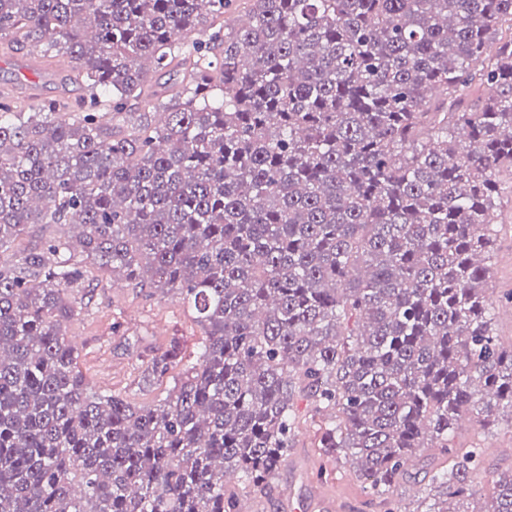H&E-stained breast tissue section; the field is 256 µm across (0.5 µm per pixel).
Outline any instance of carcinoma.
I'll return each instance as SVG.
<instances>
[{
  "label": "carcinoma",
  "instance_id": "cac0c4a2",
  "mask_svg": "<svg viewBox=\"0 0 512 512\" xmlns=\"http://www.w3.org/2000/svg\"><path fill=\"white\" fill-rule=\"evenodd\" d=\"M202 1L208 39L179 40ZM231 2L0 0L3 49L91 91L0 102V255L32 224L81 228L86 254L54 235L0 262V512H239L224 472L278 471L300 399L372 496L438 448L423 512H471L482 449L449 442L512 412L481 263L512 172V0H252L229 29ZM134 102L165 122L117 120ZM103 269L203 330L157 405L89 392L66 338ZM182 361L175 339L145 371ZM494 488L480 512H512V470Z\"/></svg>",
  "mask_w": 512,
  "mask_h": 512
}]
</instances>
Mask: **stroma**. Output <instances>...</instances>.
Here are the masks:
<instances>
[{"label":"stroma","instance_id":"1","mask_svg":"<svg viewBox=\"0 0 512 512\" xmlns=\"http://www.w3.org/2000/svg\"><path fill=\"white\" fill-rule=\"evenodd\" d=\"M41 55L29 47L0 50V94L15 105L29 101L84 105L89 91L66 84L62 70L40 65ZM497 209L496 243L488 262V294L495 308L494 327L504 342H512V175L502 174ZM67 337L76 345L79 365L93 391L117 393L134 406H151L165 397L181 368L159 381L145 376L143 365L151 354L179 339L193 351L202 336L191 310L173 294L148 293L104 271L99 275L96 304L69 321ZM298 425L287 462L261 487L235 484L240 512H323L312 503L321 500L344 505V512H415L427 491L412 478L396 484L389 501L371 496L364 480L347 463L323 455L316 439L320 414L301 401ZM452 446L458 451L483 449L479 469L472 476L476 495L471 503L478 512L494 492L498 472L512 468V412L500 411L490 421L469 420L457 427Z\"/></svg>","mask_w":512,"mask_h":512}]
</instances>
